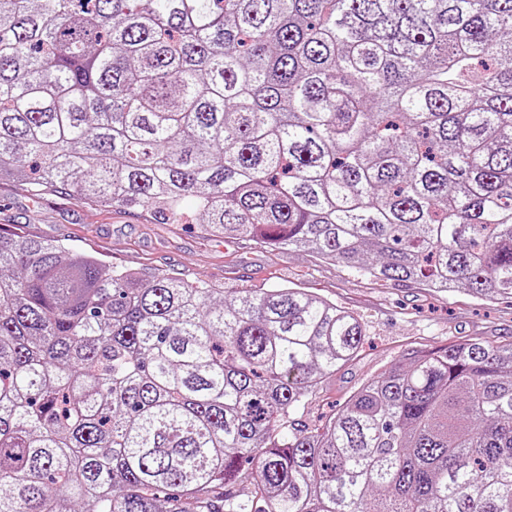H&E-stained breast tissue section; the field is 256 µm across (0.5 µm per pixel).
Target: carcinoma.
I'll use <instances>...</instances> for the list:
<instances>
[{"label":"carcinoma","mask_w":512,"mask_h":512,"mask_svg":"<svg viewBox=\"0 0 512 512\" xmlns=\"http://www.w3.org/2000/svg\"><path fill=\"white\" fill-rule=\"evenodd\" d=\"M3 179L512 296V0H0ZM366 336L0 227V512H512V342Z\"/></svg>","instance_id":"cac0c4a2"}]
</instances>
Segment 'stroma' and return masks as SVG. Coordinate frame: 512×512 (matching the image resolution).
Instances as JSON below:
<instances>
[{
	"label": "stroma",
	"instance_id": "1",
	"mask_svg": "<svg viewBox=\"0 0 512 512\" xmlns=\"http://www.w3.org/2000/svg\"><path fill=\"white\" fill-rule=\"evenodd\" d=\"M66 240L105 265L149 278L163 274L201 282L232 296L241 288H300L359 315L370 342L324 376L301 412L306 420L338 412L367 381L415 350L481 337L512 341V298L480 300L430 291L416 283L376 282L309 252L220 238L195 224H158L140 208H102L67 194L29 199L16 181H0V225Z\"/></svg>",
	"mask_w": 512,
	"mask_h": 512
}]
</instances>
